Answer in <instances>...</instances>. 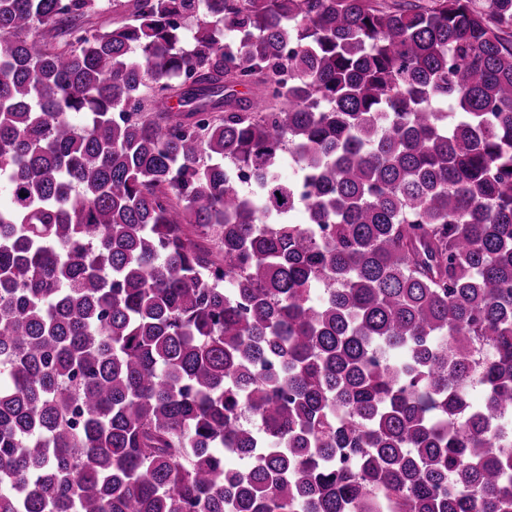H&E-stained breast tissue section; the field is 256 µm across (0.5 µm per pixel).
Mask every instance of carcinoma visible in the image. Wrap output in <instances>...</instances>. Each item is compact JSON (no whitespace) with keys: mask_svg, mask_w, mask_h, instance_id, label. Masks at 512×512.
<instances>
[{"mask_svg":"<svg viewBox=\"0 0 512 512\" xmlns=\"http://www.w3.org/2000/svg\"><path fill=\"white\" fill-rule=\"evenodd\" d=\"M0 193V512H512V0H0Z\"/></svg>","mask_w":512,"mask_h":512,"instance_id":"1","label":"carcinoma"}]
</instances>
